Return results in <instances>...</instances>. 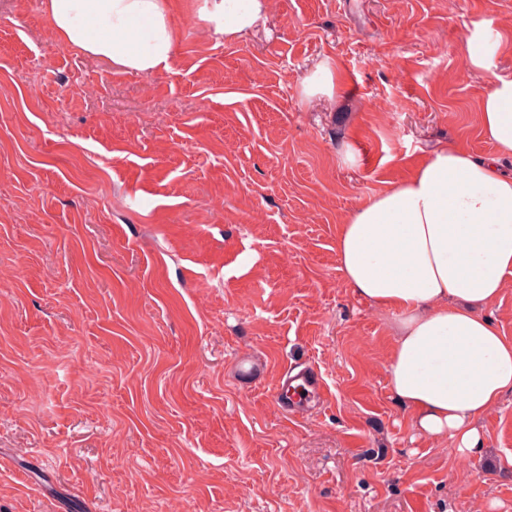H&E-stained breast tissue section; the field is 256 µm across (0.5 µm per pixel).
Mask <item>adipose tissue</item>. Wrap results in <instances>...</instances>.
Wrapping results in <instances>:
<instances>
[{"mask_svg": "<svg viewBox=\"0 0 512 512\" xmlns=\"http://www.w3.org/2000/svg\"><path fill=\"white\" fill-rule=\"evenodd\" d=\"M216 37L254 30L268 0H196ZM59 40L120 70L169 69L178 39L169 0H44ZM512 35L492 18L472 21L471 70L490 74L479 124L494 155L450 143L405 180L352 210L336 236L341 277L352 293L391 312L392 396L412 428L447 440L462 459L482 455L481 417L512 394V337L487 316L512 275V78L493 74Z\"/></svg>", "mask_w": 512, "mask_h": 512, "instance_id": "1", "label": "adipose tissue"}]
</instances>
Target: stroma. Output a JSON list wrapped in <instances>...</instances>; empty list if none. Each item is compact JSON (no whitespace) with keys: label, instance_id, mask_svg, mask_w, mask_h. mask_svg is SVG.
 Segmentation results:
<instances>
[{"label":"stroma","instance_id":"stroma-1","mask_svg":"<svg viewBox=\"0 0 512 512\" xmlns=\"http://www.w3.org/2000/svg\"><path fill=\"white\" fill-rule=\"evenodd\" d=\"M171 2L151 76L63 46L41 0L0 9V512H512V394L482 456L418 435L391 317L336 259L435 149L493 153L465 40L512 0H269L232 41ZM300 363L326 394L294 416ZM336 60L331 56L322 58L304 79L301 93L306 98L331 97L336 89ZM323 390L322 376L314 368L305 366L281 381L274 393V400L284 410L303 414L308 409L311 396L320 398Z\"/></svg>","mask_w":512,"mask_h":512}]
</instances>
